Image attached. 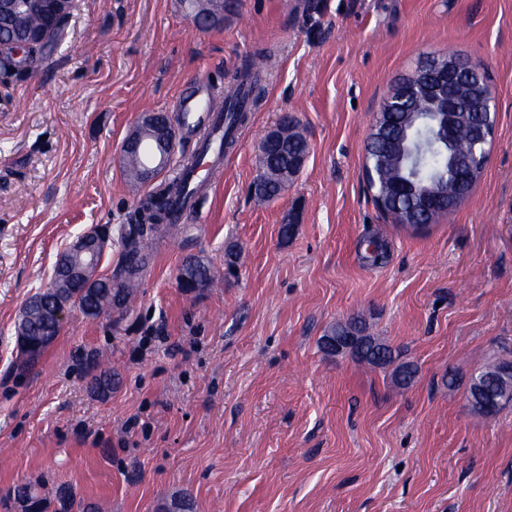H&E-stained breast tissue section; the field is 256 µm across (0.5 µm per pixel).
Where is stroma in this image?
I'll use <instances>...</instances> for the list:
<instances>
[{
	"instance_id": "stroma-1",
	"label": "stroma",
	"mask_w": 512,
	"mask_h": 512,
	"mask_svg": "<svg viewBox=\"0 0 512 512\" xmlns=\"http://www.w3.org/2000/svg\"><path fill=\"white\" fill-rule=\"evenodd\" d=\"M272 54L265 94L195 213L156 242L135 302L73 311L29 371L14 324L59 252L112 227L117 271L148 193L120 148L144 112L174 113L186 81L224 91ZM484 64L497 121L469 200L426 229L386 219L364 173L379 106L427 56ZM309 156L277 198L250 186L283 113ZM294 221L290 239L280 227ZM388 243L363 265L364 237ZM212 283L180 288L185 257ZM361 314L418 368L326 355L325 329ZM512 352V0H227L199 29L181 0H74L31 67L0 69V512H42L66 489L95 512H512V404L496 419L468 373ZM111 370L91 393L79 353ZM459 381L449 385V374Z\"/></svg>"
}]
</instances>
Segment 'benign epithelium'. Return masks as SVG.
Masks as SVG:
<instances>
[{"label": "benign epithelium", "instance_id": "obj_1", "mask_svg": "<svg viewBox=\"0 0 512 512\" xmlns=\"http://www.w3.org/2000/svg\"><path fill=\"white\" fill-rule=\"evenodd\" d=\"M191 14L193 23L201 28L210 26L224 17V0H194ZM11 18L9 32L0 34V63L17 69L28 67L35 55L49 44L59 30L70 20L71 0H27L21 5L15 0H0V14ZM484 68L479 62L462 66L453 56L423 62L405 78L380 105L372 129V138L382 137L396 119L397 113H409L414 101H424L431 114L441 121V135L457 137L466 130L476 145H487L494 134V127L475 120L494 111L493 99ZM283 138V123L276 124L259 144L260 154H265ZM177 133L170 122L157 118L150 112L143 114L122 145L123 157L134 179L142 183L155 181L164 169L165 160L172 158L176 149ZM430 135L418 133L413 145L407 147V165L420 172L423 156L432 148ZM458 173L452 183L436 192L435 200L454 209L470 197V186L477 180V173L469 161H457ZM429 197L421 201L427 206ZM110 227L98 224L69 243L58 257L52 287L75 288L84 283L103 279L97 259L108 248Z\"/></svg>", "mask_w": 512, "mask_h": 512}]
</instances>
